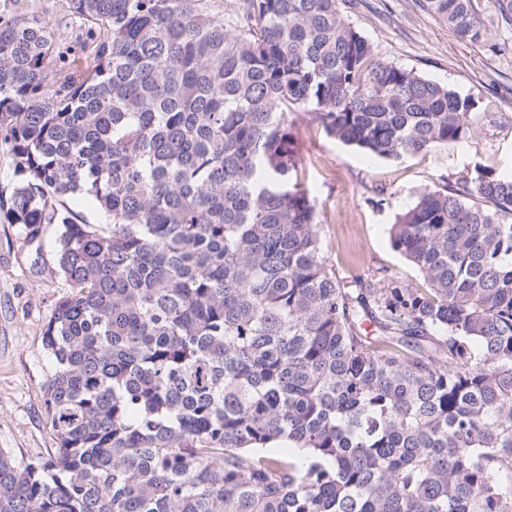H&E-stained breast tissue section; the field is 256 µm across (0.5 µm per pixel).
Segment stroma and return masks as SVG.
<instances>
[{
  "label": "stroma",
  "mask_w": 512,
  "mask_h": 512,
  "mask_svg": "<svg viewBox=\"0 0 512 512\" xmlns=\"http://www.w3.org/2000/svg\"><path fill=\"white\" fill-rule=\"evenodd\" d=\"M489 36L455 38L422 0H362L348 15L375 55L448 85L473 102L479 116L457 143L398 160L366 155L330 137L314 114L293 113L298 173L323 210L321 237L339 277L361 274L424 280L389 243L395 216L442 179L475 167L512 173V27L495 0H475ZM36 12L59 41H73L78 22L64 0H0V10ZM60 228L42 227L29 245L21 225L0 222V448L27 462L54 452L57 440L44 404L51 362L43 332L55 302L68 293L55 254Z\"/></svg>",
  "instance_id": "1"
}]
</instances>
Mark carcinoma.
<instances>
[{
	"instance_id": "carcinoma-1",
	"label": "carcinoma",
	"mask_w": 512,
	"mask_h": 512,
	"mask_svg": "<svg viewBox=\"0 0 512 512\" xmlns=\"http://www.w3.org/2000/svg\"><path fill=\"white\" fill-rule=\"evenodd\" d=\"M0 13V220L58 224L48 458L0 448V512H512V175L389 229L427 283L344 280L294 112L398 160L474 104L377 60L356 0H66ZM455 37L474 0H426ZM90 198L102 220L66 199ZM65 0H0V10L17 13L35 11L62 43L74 41L81 32L79 22L65 8Z\"/></svg>"
}]
</instances>
